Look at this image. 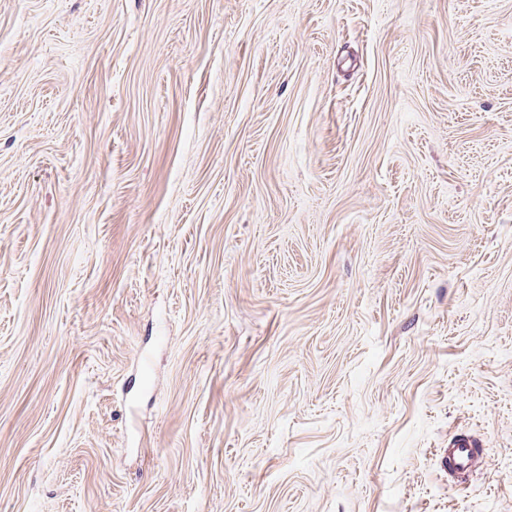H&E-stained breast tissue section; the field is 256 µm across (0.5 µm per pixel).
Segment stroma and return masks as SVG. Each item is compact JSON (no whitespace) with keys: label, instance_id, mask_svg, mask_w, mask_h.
I'll return each instance as SVG.
<instances>
[{"label":"stroma","instance_id":"35a3bbf8","mask_svg":"<svg viewBox=\"0 0 512 512\" xmlns=\"http://www.w3.org/2000/svg\"><path fill=\"white\" fill-rule=\"evenodd\" d=\"M105 507L512 512V0H0V512ZM478 446V443L471 439H460L448 445V468L455 473L467 472L475 462Z\"/></svg>","mask_w":512,"mask_h":512}]
</instances>
